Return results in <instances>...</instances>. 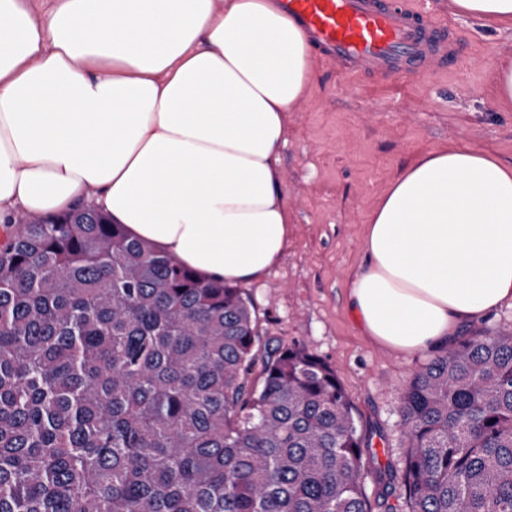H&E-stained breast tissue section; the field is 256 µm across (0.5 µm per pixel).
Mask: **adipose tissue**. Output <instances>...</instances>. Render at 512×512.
<instances>
[{
    "label": "adipose tissue",
    "instance_id": "obj_1",
    "mask_svg": "<svg viewBox=\"0 0 512 512\" xmlns=\"http://www.w3.org/2000/svg\"><path fill=\"white\" fill-rule=\"evenodd\" d=\"M0 0V223L90 202L206 278L288 245L279 149L312 45L271 0ZM348 306L365 335L446 346L512 306V165L421 155L374 204Z\"/></svg>",
    "mask_w": 512,
    "mask_h": 512
}]
</instances>
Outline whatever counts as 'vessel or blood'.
Masks as SVG:
<instances>
[{
  "instance_id": "b4317fda",
  "label": "vessel or blood",
  "mask_w": 512,
  "mask_h": 512,
  "mask_svg": "<svg viewBox=\"0 0 512 512\" xmlns=\"http://www.w3.org/2000/svg\"><path fill=\"white\" fill-rule=\"evenodd\" d=\"M316 45L354 74L422 69L444 31L398 0H279Z\"/></svg>"
}]
</instances>
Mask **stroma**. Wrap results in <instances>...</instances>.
<instances>
[{
  "instance_id": "1",
  "label": "stroma",
  "mask_w": 512,
  "mask_h": 512,
  "mask_svg": "<svg viewBox=\"0 0 512 512\" xmlns=\"http://www.w3.org/2000/svg\"><path fill=\"white\" fill-rule=\"evenodd\" d=\"M419 2L463 35L454 59L435 70L351 76L314 52L310 94L289 112L280 150L288 248L262 279L242 286L262 335L305 348L335 370L375 452L364 462L365 494L375 504V468L396 475L403 468L400 389L428 354L380 345L348 307L366 261L371 208L419 156L451 143L512 164V105L495 101L489 77L503 36L454 14L451 0Z\"/></svg>"
}]
</instances>
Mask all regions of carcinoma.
<instances>
[{"mask_svg":"<svg viewBox=\"0 0 512 512\" xmlns=\"http://www.w3.org/2000/svg\"><path fill=\"white\" fill-rule=\"evenodd\" d=\"M407 512H512V332L400 390ZM334 370L91 206L0 229V512H373Z\"/></svg>","mask_w":512,"mask_h":512,"instance_id":"1","label":"carcinoma"}]
</instances>
